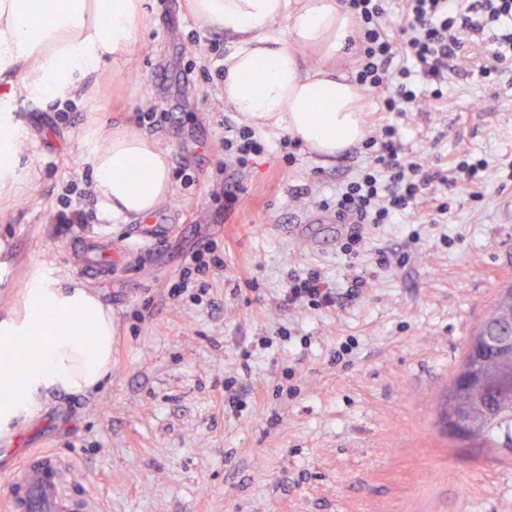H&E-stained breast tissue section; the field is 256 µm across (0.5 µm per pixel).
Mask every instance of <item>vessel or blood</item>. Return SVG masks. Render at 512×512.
Wrapping results in <instances>:
<instances>
[{
	"label": "vessel or blood",
	"mask_w": 512,
	"mask_h": 512,
	"mask_svg": "<svg viewBox=\"0 0 512 512\" xmlns=\"http://www.w3.org/2000/svg\"><path fill=\"white\" fill-rule=\"evenodd\" d=\"M82 247L86 272H107L111 246L87 239ZM62 474V464L54 455L35 454L12 474L9 494L0 504V512H85V503L66 492Z\"/></svg>",
	"instance_id": "b4317fda"
}]
</instances>
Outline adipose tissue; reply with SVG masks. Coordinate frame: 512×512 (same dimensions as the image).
Wrapping results in <instances>:
<instances>
[{
	"mask_svg": "<svg viewBox=\"0 0 512 512\" xmlns=\"http://www.w3.org/2000/svg\"><path fill=\"white\" fill-rule=\"evenodd\" d=\"M0 0V87L65 101L107 62L125 65L140 39L143 0ZM202 22L234 36L224 102L257 129L282 131L327 161L364 136L357 89L338 76L354 19L339 0H188ZM89 162L104 213L143 218L167 198L170 163L126 126L101 132ZM112 313L79 284L35 274L22 306L0 319V436L53 394L100 386L112 368Z\"/></svg>",
	"mask_w": 512,
	"mask_h": 512,
	"instance_id": "adipose-tissue-1",
	"label": "adipose tissue"
}]
</instances>
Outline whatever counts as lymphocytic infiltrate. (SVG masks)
I'll use <instances>...</instances> for the list:
<instances>
[{
  "instance_id": "lymphocytic-infiltrate-1",
  "label": "lymphocytic infiltrate",
  "mask_w": 512,
  "mask_h": 512,
  "mask_svg": "<svg viewBox=\"0 0 512 512\" xmlns=\"http://www.w3.org/2000/svg\"><path fill=\"white\" fill-rule=\"evenodd\" d=\"M356 20L351 40L356 59L354 83L378 99L385 116L362 142L365 163L350 169L334 200L322 211L348 225L341 254L355 262L365 225L406 224L434 201L438 191L478 188L486 180L484 159L462 154L448 167L432 166L406 146L410 113L421 111V91L438 99L450 76H462L466 44L488 43V64L476 75L487 78L512 64V0H399L400 18L391 20L390 0H343ZM266 150L250 126L224 128V164L244 169ZM283 305L329 309L338 295L320 270L292 272Z\"/></svg>"
}]
</instances>
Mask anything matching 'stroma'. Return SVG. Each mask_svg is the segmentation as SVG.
I'll return each mask as SVG.
<instances>
[{
	"mask_svg": "<svg viewBox=\"0 0 512 512\" xmlns=\"http://www.w3.org/2000/svg\"><path fill=\"white\" fill-rule=\"evenodd\" d=\"M145 8L129 61L91 76V98L0 97L22 136L20 179L0 192V317L19 308L32 273L50 267L99 295L115 325L101 388L43 401L0 438V497L11 465L39 449L61 460L87 512H512V455L460 450L438 422L467 340L512 283V181L500 178L512 164V72L450 79L443 99L409 120V145L428 163L459 153L488 161L483 199L460 187L438 223L366 227L351 272L338 249L342 225L318 208L342 160L297 147L288 163L280 134L265 131L272 152L225 169L224 125L243 119L225 107L215 67L233 39L187 0ZM147 112L173 118L152 123ZM115 126L167 151L170 227L95 280L74 269V240L120 241L153 227L99 216L89 194L95 131ZM228 179L240 185L230 207L215 194ZM67 185L86 195L87 230H58ZM304 186L310 195H300ZM301 223L333 235L334 247L294 238ZM205 242L223 269L207 277L202 301L171 297L185 256ZM395 247L406 249L405 263L379 267L377 251ZM310 268L342 294L341 306H282L289 273ZM354 272L367 284L351 297ZM347 342L352 353L337 359Z\"/></svg>",
	"mask_w": 512,
	"mask_h": 512,
	"instance_id": "1",
	"label": "stroma"
}]
</instances>
